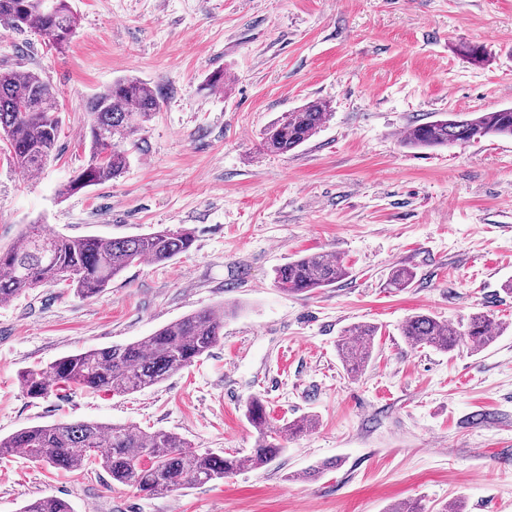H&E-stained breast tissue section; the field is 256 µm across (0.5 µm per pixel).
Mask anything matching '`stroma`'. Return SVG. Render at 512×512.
<instances>
[{
    "label": "stroma",
    "mask_w": 512,
    "mask_h": 512,
    "mask_svg": "<svg viewBox=\"0 0 512 512\" xmlns=\"http://www.w3.org/2000/svg\"><path fill=\"white\" fill-rule=\"evenodd\" d=\"M65 51L0 24V68L38 72L60 92L55 155L38 175L0 151V247L40 221L68 236L192 232L191 249L142 263L86 297L60 286L0 306V436L98 421L166 430L219 455L249 453L244 416L262 399L271 428L303 418L273 463L150 496L102 472L0 458V512L55 496L73 512H512V139L411 149L404 132L443 114L512 107V0H70ZM463 43L486 61L463 59ZM223 72L224 83L208 86ZM121 77L155 89L160 110L120 177L58 191L87 161V97ZM314 99L332 115L285 156L260 133ZM326 252L349 269L288 294L274 270ZM416 278L392 288L394 268ZM224 336L191 366L116 396L58 389L32 400L22 369L129 343L208 308ZM454 328L501 323L489 348L410 346V316ZM378 326L372 358L349 374L336 351ZM319 467L315 477L303 471Z\"/></svg>",
    "instance_id": "obj_1"
}]
</instances>
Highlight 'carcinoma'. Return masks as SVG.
Masks as SVG:
<instances>
[{
	"instance_id": "carcinoma-1",
	"label": "carcinoma",
	"mask_w": 512,
	"mask_h": 512,
	"mask_svg": "<svg viewBox=\"0 0 512 512\" xmlns=\"http://www.w3.org/2000/svg\"><path fill=\"white\" fill-rule=\"evenodd\" d=\"M0 22L32 32L57 51L64 50L77 28L69 0H54L49 12L39 11L33 0H0ZM459 53L471 64L485 61L480 45L462 44ZM60 92L39 73L0 69V134L6 135L10 163L23 174L42 169L56 149L60 127ZM160 109L159 97L137 78H120L84 103L90 117L84 129L89 141L87 164L64 184L61 195L83 192L121 176L129 165L135 136ZM331 107L311 101L288 112L263 131V151L285 155L304 145L327 122ZM487 137L512 138V108L470 112L411 126L402 143L426 149L461 146ZM193 234L186 229L159 228L130 238L71 237L52 233L38 222L27 224L14 242L0 248V305L45 284H63L87 297L100 294L126 268L149 260L168 263L188 252ZM349 276V269L329 253L300 256L274 270V284L287 293L330 287ZM414 272L400 267L390 286L407 288ZM224 308L194 312L159 329L151 336L125 344L89 349L64 357L47 368L30 367L20 379L30 399L45 397L54 386L65 384L87 391L125 395L161 383L208 354L224 335ZM487 315L470 318L457 330L433 315L417 314L405 320L400 333L412 346L451 352L462 344L485 349L498 338ZM378 327L362 324L346 330L337 344L344 368L356 374L370 361ZM245 417L257 432L254 448L246 456L221 457L191 447L171 432H145L133 425L97 421L23 427L0 439V456L21 453L32 462L67 470L100 467L112 481L146 494H164L191 485L217 481L241 469H258L275 460L283 441L311 428L313 422L284 424L272 432L265 409L254 397ZM21 512H72L58 497L26 504Z\"/></svg>"
}]
</instances>
